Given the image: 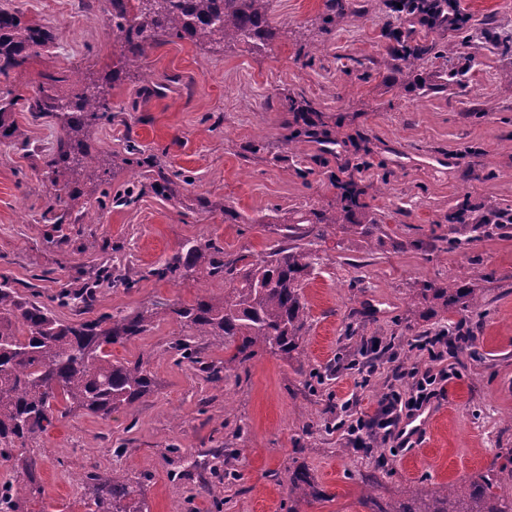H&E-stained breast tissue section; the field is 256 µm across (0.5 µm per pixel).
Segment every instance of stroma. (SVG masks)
I'll return each mask as SVG.
<instances>
[{
  "label": "stroma",
  "mask_w": 512,
  "mask_h": 512,
  "mask_svg": "<svg viewBox=\"0 0 512 512\" xmlns=\"http://www.w3.org/2000/svg\"><path fill=\"white\" fill-rule=\"evenodd\" d=\"M349 3L328 27L325 0H270L272 35L259 45H154L114 82L112 118L89 133L90 151L105 161L100 181L61 174L71 197L57 207L44 168L58 128L13 111L20 141H0V275L46 302L104 261L135 286L103 285L93 308H64L61 317L156 311L145 335L111 349L119 362L147 358L153 392L108 419L71 413L29 443L23 453L37 459L44 489L31 512H84L82 479L94 468L139 479L150 512H367L358 502L367 475L388 497L422 480L466 482L512 449V237L455 250L446 241L459 201L476 213L512 211V53L479 40L485 28L512 35V0H461L463 30L424 25L389 0ZM0 7L56 36L26 71L0 82L1 93L30 95L51 74L70 98L78 88L67 74L109 78L118 50L92 22L104 0ZM402 30L433 48L410 69L394 57ZM131 141L153 156L175 195L148 191L113 205L135 179ZM347 181L379 229L370 243L328 230L303 288L300 359L261 349L219 385L180 361L169 304L222 297L225 283L159 281L149 270L192 239L264 257L281 240L277 224L336 208ZM461 277L482 296L467 325L472 340L444 363L430 361L425 339L448 323L421 317L417 292ZM414 367L448 370L425 407L421 442L354 447L343 420L375 417L386 392L407 390ZM215 448L236 450L234 480L191 471L193 458ZM300 464L329 501L292 504L288 470Z\"/></svg>",
  "instance_id": "35a3bbf8"
}]
</instances>
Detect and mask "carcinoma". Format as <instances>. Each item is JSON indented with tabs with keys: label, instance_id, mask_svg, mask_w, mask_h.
<instances>
[{
	"label": "carcinoma",
	"instance_id": "1",
	"mask_svg": "<svg viewBox=\"0 0 512 512\" xmlns=\"http://www.w3.org/2000/svg\"><path fill=\"white\" fill-rule=\"evenodd\" d=\"M268 0H106V25L119 38V57L112 70L117 78L126 68L141 65L153 45L170 38H188L200 46L222 47L241 42L247 36L264 40L271 35L267 18ZM444 9L440 0H420L422 20L439 23ZM53 35L46 28L25 20L18 12L0 8V78L9 79L24 67L34 49L48 45ZM430 51L417 44L404 46L399 59L412 66ZM81 85L75 96L63 98L53 87L39 85L34 94H16L0 101V140L14 135L13 109L20 105L30 112L55 120L59 136L46 174L63 166L87 177L96 175L98 160L87 151L91 128L110 117L106 82L75 80ZM341 207L334 214L311 212V227L283 225L288 244L279 245L256 261L242 255L224 256V249L211 240L186 242L179 253L149 271L159 281L179 282L202 275L229 283L221 298L201 294L189 302L178 300L170 306L172 319L180 327L174 349L181 358L201 363L194 339L209 336L219 344L234 347L224 368L201 367L212 383L224 381L222 370L249 361L258 348L275 354L301 356L307 323L303 285L319 257L309 235L324 238L326 229L341 226L364 238L380 225L371 218L363 224L355 215L363 208L350 184L340 185ZM457 223L448 230V245L454 249L492 235L505 236L512 230L507 213L492 210L472 215L459 208ZM119 281L112 267L102 265L93 283L79 289L62 288L52 297L60 308L70 302L90 308L101 282ZM430 304L421 316L438 313L457 316L459 327L478 308L477 289L463 279L454 288L425 285L420 289ZM154 312L143 306L135 312L104 314L95 320L69 321L49 305L21 297L10 279L0 276V459L13 463L14 479L0 486V512H24V506L42 495L37 460L16 453V449L38 439L54 422L74 411L103 419L125 409L153 390V379L142 358L112 362L109 347L125 345L142 336L151 325ZM234 454L216 448L192 462L204 473L232 471ZM497 470L481 473L463 485H440L433 489L413 486L398 497L363 495L368 512H512V498L503 483L512 482V452ZM84 481L91 488L85 501L87 512H149L141 498L138 482L116 470H94ZM290 494L307 503L326 499L309 472L297 468L288 476Z\"/></svg>",
	"mask_w": 512,
	"mask_h": 512
}]
</instances>
